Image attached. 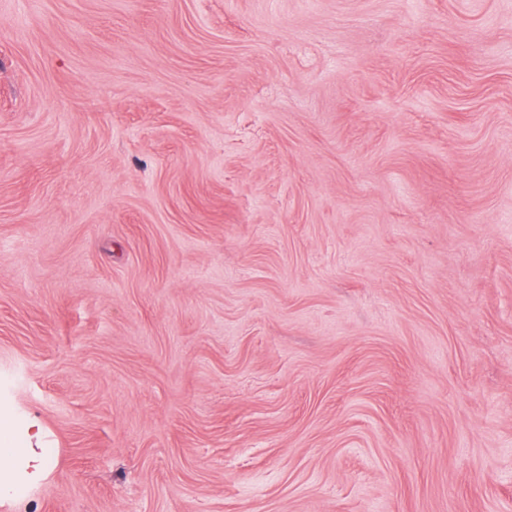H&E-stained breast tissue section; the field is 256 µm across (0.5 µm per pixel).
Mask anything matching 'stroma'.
<instances>
[{"mask_svg": "<svg viewBox=\"0 0 512 512\" xmlns=\"http://www.w3.org/2000/svg\"><path fill=\"white\" fill-rule=\"evenodd\" d=\"M0 512H512V0H0ZM43 432L33 422L27 430V445L10 444L9 429L0 428V489L6 492L11 477L19 473L29 480H37L51 467L52 458L42 448Z\"/></svg>", "mask_w": 512, "mask_h": 512, "instance_id": "stroma-1", "label": "stroma"}]
</instances>
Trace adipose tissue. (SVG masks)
I'll return each instance as SVG.
<instances>
[{"instance_id": "obj_1", "label": "adipose tissue", "mask_w": 512, "mask_h": 512, "mask_svg": "<svg viewBox=\"0 0 512 512\" xmlns=\"http://www.w3.org/2000/svg\"><path fill=\"white\" fill-rule=\"evenodd\" d=\"M42 437L40 425L31 424L26 445L17 447L10 442L9 429L0 428V483L9 482L17 474L36 480L50 469L52 459L42 446Z\"/></svg>"}]
</instances>
